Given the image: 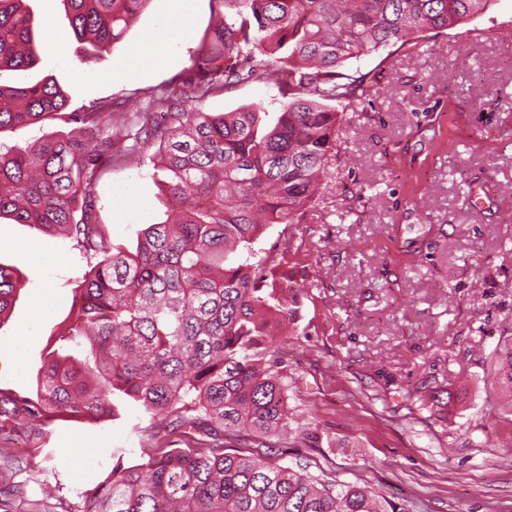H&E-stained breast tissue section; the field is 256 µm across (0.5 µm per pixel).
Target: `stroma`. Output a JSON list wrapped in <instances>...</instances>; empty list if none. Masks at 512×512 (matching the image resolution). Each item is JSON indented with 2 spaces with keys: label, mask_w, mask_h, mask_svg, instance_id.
Segmentation results:
<instances>
[{
  "label": "stroma",
  "mask_w": 512,
  "mask_h": 512,
  "mask_svg": "<svg viewBox=\"0 0 512 512\" xmlns=\"http://www.w3.org/2000/svg\"><path fill=\"white\" fill-rule=\"evenodd\" d=\"M41 61L1 85L53 80L82 111L108 100L134 112L151 95L195 76L202 38L224 0H192L177 59L142 68L133 48L166 40L173 0H151L123 43L90 63L62 0H27ZM374 89L347 110L339 160L302 224L269 225L256 257L283 251L308 286L288 337V404L318 447L285 448L290 466L359 482L407 512H512V416L493 384L491 354L512 336V0L421 44L348 61ZM288 98L246 79L215 91L206 112L259 105L274 123ZM155 146L113 161L98 178L95 215L113 241L135 242L163 221L165 174ZM0 262L28 283L0 322V382L25 392L40 354L67 320L86 261L68 238L48 239L0 220ZM461 391L447 421L418 398L428 386ZM153 422L137 407L92 427L60 420L39 455L0 442V490L20 488L12 512H75L82 491L116 462L153 448Z\"/></svg>",
  "instance_id": "obj_1"
}]
</instances>
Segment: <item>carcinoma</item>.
<instances>
[{
	"instance_id": "obj_1",
	"label": "carcinoma",
	"mask_w": 512,
	"mask_h": 512,
	"mask_svg": "<svg viewBox=\"0 0 512 512\" xmlns=\"http://www.w3.org/2000/svg\"><path fill=\"white\" fill-rule=\"evenodd\" d=\"M24 0H0V70L40 63ZM86 58L114 49L151 0H63ZM491 0H224L202 40L188 91L155 113L112 104L65 113L54 82L0 85V132L66 121L0 152V218L76 242L87 270L65 328L41 356L33 386L0 387V437L44 451L59 420L97 423L135 405L154 420L155 448L115 463L81 493L77 512H403L358 483L333 484L272 458L291 413L283 347L306 290L282 262L252 260L268 224H301L337 159L345 111L369 95L351 59L454 28ZM248 76L289 97L273 125L260 108L211 114L200 105ZM157 146L174 220L148 224L133 248L96 221L99 173L117 156ZM25 286L0 263V317ZM495 382L512 398V340L494 351ZM448 413L452 395L419 396ZM188 437L172 448L171 435Z\"/></svg>"
}]
</instances>
